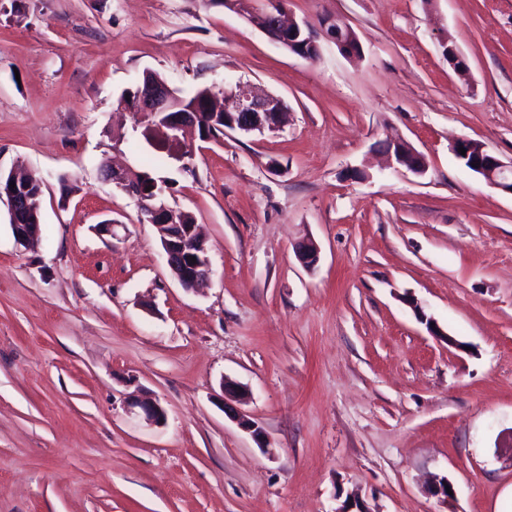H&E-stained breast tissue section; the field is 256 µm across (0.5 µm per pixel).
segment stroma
Segmentation results:
<instances>
[{
  "mask_svg": "<svg viewBox=\"0 0 512 512\" xmlns=\"http://www.w3.org/2000/svg\"><path fill=\"white\" fill-rule=\"evenodd\" d=\"M286 8L340 18L361 56L304 59L203 0H0V169L43 187L36 247L0 203V512H512V195L452 151L512 161V0ZM148 70L186 96L251 83L288 120L183 166L118 106ZM396 134L424 175L388 166ZM106 161L167 182L207 288L171 277ZM226 377L268 449L225 415Z\"/></svg>",
  "mask_w": 512,
  "mask_h": 512,
  "instance_id": "stroma-1",
  "label": "stroma"
}]
</instances>
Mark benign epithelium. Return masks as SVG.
I'll use <instances>...</instances> for the list:
<instances>
[{"label":"benign epithelium","instance_id":"obj_1","mask_svg":"<svg viewBox=\"0 0 512 512\" xmlns=\"http://www.w3.org/2000/svg\"><path fill=\"white\" fill-rule=\"evenodd\" d=\"M262 15L265 23L260 31L284 48L308 52L316 58L320 55V39L323 38L339 49L349 50L352 56L359 54L356 49L360 45L359 39L347 25H340L328 18L323 19L317 27L306 21L299 23L287 17L285 8L275 0L272 7L262 11ZM220 92L224 95V101L231 104L229 108H222L223 122L231 129L245 135L263 136L281 128L287 112L281 97L262 94L252 84L241 81L224 86ZM133 108L147 119V129L161 132L164 140L171 145L172 154L182 159L193 155L192 149H181L180 134L184 129H195L199 141L208 143L211 141L208 126L214 124L218 115L216 111L210 112L209 119H202L197 105L184 108L183 98L176 89L165 82L152 81L146 75L142 78ZM461 148L466 150V154H459ZM452 151L467 169L481 175L489 184L512 194V164H505L483 145L469 139L458 140ZM386 153L393 166L402 167L413 174L422 175L428 169L425 156L401 137L387 141ZM103 175L105 180L137 200L146 221L155 227L168 267L180 285L186 290H194L208 281L212 268L199 225L177 223L178 212L166 203L164 190L159 188L158 183L153 182L147 187L138 183L129 172L109 165L103 167ZM32 183L34 180L28 177L24 179L13 171L6 174L0 170V202L7 203L11 229L18 241L25 244L39 233V225L20 222L21 215L30 206L26 192ZM319 253L318 246L313 242L304 243L298 248L300 261L308 269L318 263ZM223 393L224 414L233 419L260 447H268L265 431L259 423L232 405V402L243 399L242 386L226 379ZM131 406L140 408L144 418L151 423L165 420V411L157 403L136 400Z\"/></svg>","mask_w":512,"mask_h":512}]
</instances>
